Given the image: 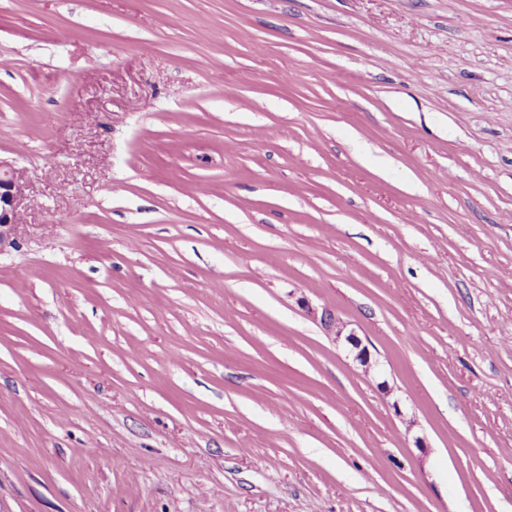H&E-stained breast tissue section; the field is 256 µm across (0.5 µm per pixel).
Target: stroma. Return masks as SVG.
Segmentation results:
<instances>
[{
  "label": "stroma",
  "mask_w": 512,
  "mask_h": 512,
  "mask_svg": "<svg viewBox=\"0 0 512 512\" xmlns=\"http://www.w3.org/2000/svg\"><path fill=\"white\" fill-rule=\"evenodd\" d=\"M0 160V512H512V0H0ZM20 193L18 172L0 160V254L17 245ZM321 322L327 329L330 335L335 336V339H340L341 336H346L345 340L357 351L356 357L360 360L361 363L365 365L366 368L370 369L373 365L371 361V354L367 346H362V341L355 337L354 333L350 332L348 334H343L347 327L346 323L341 320L337 315L335 316L333 313L328 311L322 312Z\"/></svg>",
  "instance_id": "stroma-1"
}]
</instances>
